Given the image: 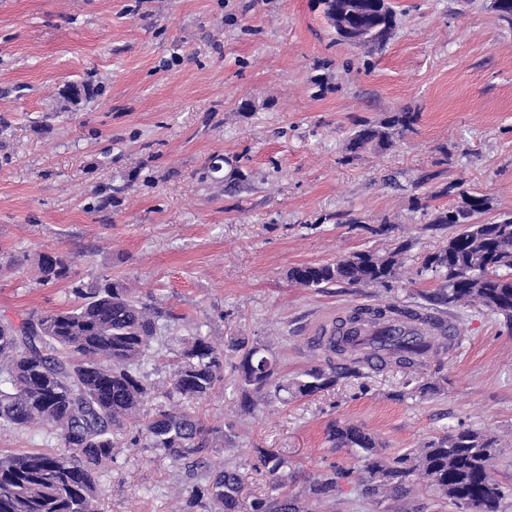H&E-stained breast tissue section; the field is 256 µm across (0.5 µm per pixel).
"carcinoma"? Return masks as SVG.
I'll use <instances>...</instances> for the list:
<instances>
[{
    "instance_id": "obj_1",
    "label": "carcinoma",
    "mask_w": 512,
    "mask_h": 512,
    "mask_svg": "<svg viewBox=\"0 0 512 512\" xmlns=\"http://www.w3.org/2000/svg\"><path fill=\"white\" fill-rule=\"evenodd\" d=\"M339 40L378 33L382 42L396 24L394 6L374 0H319ZM98 94L88 82L62 90L66 106L86 105ZM412 112H395L381 127L354 132L349 150L383 144L411 128ZM489 210L483 195L436 213L434 226H457L448 243L425 260L421 271L443 273L430 302L452 307L478 304L512 319V213L483 219ZM404 243L384 255L355 252L332 262L292 267L288 279L306 288L336 284L388 287L401 275ZM42 282L72 277V261L51 253L38 266ZM74 305L33 311L15 325L0 324V426L44 430L55 435L54 452L0 454V512H96L100 476L115 459L114 448L127 422L140 417L151 391L148 368L152 343L166 327L164 315L137 300L125 284L104 279L87 288H72ZM419 312L397 303L353 309L339 326L322 330L311 342L315 365L293 377L279 373L269 349L238 337L221 350L206 338L192 341L170 379V399L208 396L223 380V358L230 367L239 407L253 413L271 399L308 397L361 375L375 359L383 367L411 368L448 349L446 337L410 328V335L386 343L360 332L382 320H399ZM199 420L174 408L161 409L142 425L134 443L168 455L205 483L192 487L190 502L209 499L222 512H238L241 477L229 463H211L220 452L210 447ZM327 439L353 455L349 467L330 466L301 490L288 457L266 448L253 449V468L268 477V490L250 503L251 512H315L336 500L342 485L354 484L364 498L389 502L394 512H424L419 490L461 512H501L504 487L492 472L497 442L471 428H454L401 455L385 454L374 436L350 422L332 421Z\"/></svg>"
}]
</instances>
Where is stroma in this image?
I'll return each instance as SVG.
<instances>
[{
    "label": "stroma",
    "mask_w": 512,
    "mask_h": 512,
    "mask_svg": "<svg viewBox=\"0 0 512 512\" xmlns=\"http://www.w3.org/2000/svg\"><path fill=\"white\" fill-rule=\"evenodd\" d=\"M384 46L338 42L316 0H0V321L72 305V282L121 280L176 315L154 347L146 413L169 408L188 342L244 336L282 373L314 365V331L361 304L400 302L450 316L457 337L424 364L364 368L315 396L249 414L231 378L181 410L206 427L235 421L243 505L267 490L256 448L299 478L347 466L330 421L361 426L386 452L453 428L498 441L494 475L512 512V326L482 307L427 303L422 271L454 227L437 210L477 192L489 217L512 212V28L490 0H392ZM98 96L63 109L66 84ZM251 111H243V102ZM416 113L391 146L346 150L363 122ZM220 181L204 178L211 163ZM242 178L228 193L223 181ZM111 198L101 207L103 198ZM387 232L373 234V227ZM407 244L388 288H302L290 267ZM74 261L43 283L38 261ZM128 424L100 477L97 512H218L189 505L196 482Z\"/></svg>",
    "instance_id": "1"
}]
</instances>
